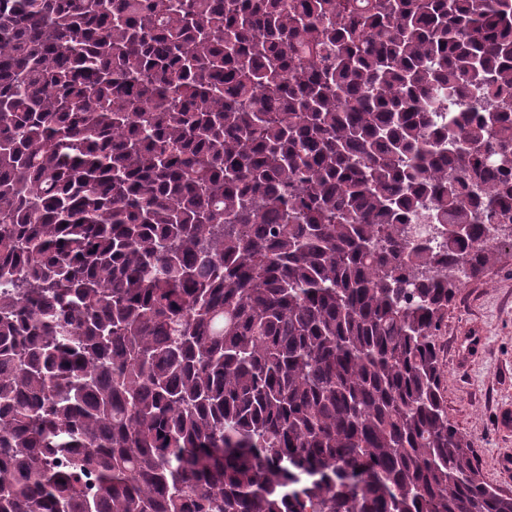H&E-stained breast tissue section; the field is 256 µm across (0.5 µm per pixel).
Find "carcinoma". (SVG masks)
Returning a JSON list of instances; mask_svg holds the SVG:
<instances>
[{"label": "carcinoma", "instance_id": "cac0c4a2", "mask_svg": "<svg viewBox=\"0 0 512 512\" xmlns=\"http://www.w3.org/2000/svg\"><path fill=\"white\" fill-rule=\"evenodd\" d=\"M505 219L512 0H0V512H512L437 342Z\"/></svg>", "mask_w": 512, "mask_h": 512}]
</instances>
